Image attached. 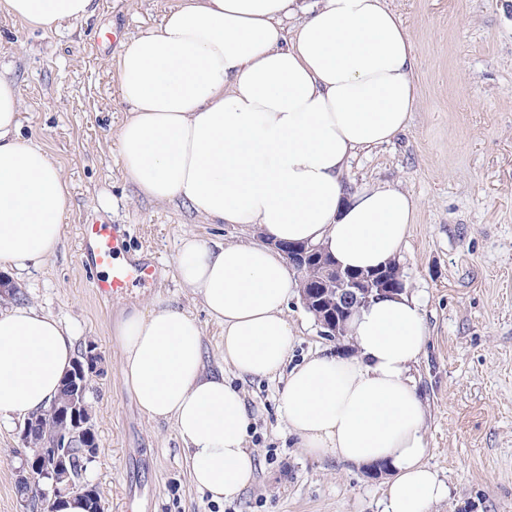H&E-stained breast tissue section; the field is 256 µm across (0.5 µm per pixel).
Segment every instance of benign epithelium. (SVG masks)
<instances>
[{
	"label": "benign epithelium",
	"instance_id": "benign-epithelium-1",
	"mask_svg": "<svg viewBox=\"0 0 512 512\" xmlns=\"http://www.w3.org/2000/svg\"><path fill=\"white\" fill-rule=\"evenodd\" d=\"M279 251L297 275L304 278L306 287L300 290L302 303L314 313L324 336L343 339L351 316L371 299L401 292L399 288L390 287L400 270L389 264L370 275L353 276L315 245H282ZM102 374L103 356L97 346L91 344L83 353L79 368L67 374L69 399L65 404H54L49 409L59 422V436L36 458H23L19 474L24 480L36 486L47 475L66 470L67 456L59 451L63 437L69 442H80L84 456L92 462L96 460L99 445L92 413L83 406V395L90 382Z\"/></svg>",
	"mask_w": 512,
	"mask_h": 512
}]
</instances>
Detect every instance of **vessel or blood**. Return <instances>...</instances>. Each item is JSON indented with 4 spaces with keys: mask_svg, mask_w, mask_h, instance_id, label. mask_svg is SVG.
<instances>
[{
    "mask_svg": "<svg viewBox=\"0 0 512 512\" xmlns=\"http://www.w3.org/2000/svg\"><path fill=\"white\" fill-rule=\"evenodd\" d=\"M82 247L95 265L106 269L104 278L95 280L92 288L102 298L127 292L135 286L147 284L153 277L154 269L146 262L129 261L116 263L115 256L119 242L111 235L106 225L89 224L82 230Z\"/></svg>",
    "mask_w": 512,
    "mask_h": 512,
    "instance_id": "b4317fda",
    "label": "vessel or blood"
}]
</instances>
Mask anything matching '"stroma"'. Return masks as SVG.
<instances>
[{
	"label": "stroma",
	"instance_id": "stroma-1",
	"mask_svg": "<svg viewBox=\"0 0 512 512\" xmlns=\"http://www.w3.org/2000/svg\"><path fill=\"white\" fill-rule=\"evenodd\" d=\"M178 0H94L93 15L56 31L0 13V72L22 101L23 137L50 153L70 205L54 256L11 278L24 302L68 327L76 346L94 340L104 373L90 396L99 454L88 478L104 512H382L384 479L330 457L313 458L289 435L278 405L287 374L241 382L257 414L250 446L257 479L216 505L190 483L172 424L149 419L124 384L111 337L123 309L162 300L202 329L208 367L223 368L224 338L177 270L181 240L249 242L238 224H209L178 201L142 196L116 149L128 107L117 93L120 54L158 28ZM412 42L418 106L389 144L358 152L348 193L407 192L416 221L401 251L406 293L428 341L412 375L428 405V463L448 494L430 512H512V0H387ZM115 46L100 45L103 34ZM22 53H15V44ZM104 222L122 239L116 256L154 268L150 284L109 300L85 255L81 227ZM295 336L289 365L342 341L324 336L300 298L283 311ZM23 418L0 419V512H27L16 495Z\"/></svg>",
	"mask_w": 512,
	"mask_h": 512
}]
</instances>
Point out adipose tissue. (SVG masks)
Instances as JSON below:
<instances>
[{
    "mask_svg": "<svg viewBox=\"0 0 512 512\" xmlns=\"http://www.w3.org/2000/svg\"><path fill=\"white\" fill-rule=\"evenodd\" d=\"M93 3L0 0V11L55 30L89 18ZM413 66L386 0H179L117 66L131 107L117 151L141 194L264 237L181 244L180 277L223 328L225 364L241 377L288 369L279 412L289 434L314 457L385 464L384 512H429L448 492L426 463L427 410L410 375L427 344L423 316L404 294L380 298L350 321L349 349L287 367L283 308L299 281L273 245L315 244L344 268L394 259L413 200L381 186L350 195L343 178L356 152L406 128ZM20 111L15 82L0 76V268L10 271L54 256L70 203L58 163L21 136ZM111 332L137 406L173 424L194 487L219 505L240 496L255 479V413L239 387L207 373L194 317L159 302L125 312ZM74 358L71 331L52 315L0 309V418L47 408Z\"/></svg>",
    "mask_w": 512,
    "mask_h": 512,
    "instance_id": "obj_1",
    "label": "adipose tissue"
}]
</instances>
